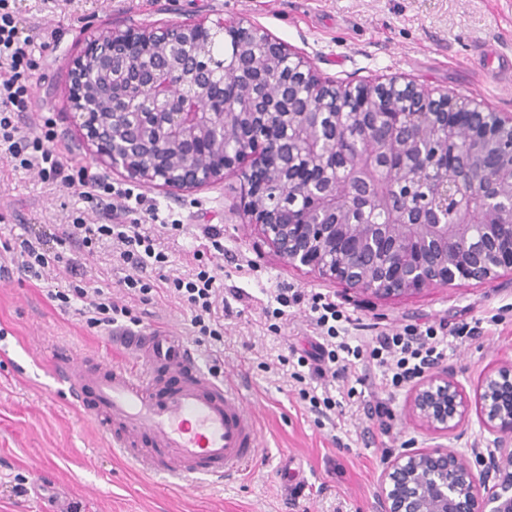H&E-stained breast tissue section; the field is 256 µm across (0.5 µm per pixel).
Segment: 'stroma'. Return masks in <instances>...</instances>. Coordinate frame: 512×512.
I'll return each instance as SVG.
<instances>
[{
	"label": "stroma",
	"instance_id": "35a3bbf8",
	"mask_svg": "<svg viewBox=\"0 0 512 512\" xmlns=\"http://www.w3.org/2000/svg\"><path fill=\"white\" fill-rule=\"evenodd\" d=\"M205 23L244 22L259 27L303 56L320 77L337 84H374L400 76L457 97H476L494 112L512 113V0H198ZM20 17L37 44L29 71L31 106L23 131L50 125L51 144L109 182L139 194L143 207L123 211L121 199H83L37 171L13 169L0 158V242L18 234L61 232L74 217L89 224H148L147 205H156L164 272L147 268L145 282L181 276L198 262L214 264L224 298L219 312L224 354L217 381L240 390L260 432L252 461L224 484L188 482L146 471L109 451L96 424L67 398L53 352L77 356L110 354L108 332L89 327L77 311L60 312L47 297L66 278L47 273L35 281L17 264L0 269V512H61L78 503L80 512H374L375 491L385 457L403 448L438 444L468 457L489 455L492 437L477 414L443 435L413 420L409 389L396 392L389 415H372L371 391L378 371L364 383L339 379L315 396L336 402L331 418L318 420L300 385L282 361L306 348L317 331L313 298L334 303L350 317L349 335L372 346L379 334L444 325L472 328L465 342L443 359L468 398H475L483 371L512 360V272L479 283L431 287L377 298L323 279L308 268L283 262L244 211L239 170L223 182L183 193L129 184L106 171L94 146L84 144L68 100L69 72L83 53L84 35L108 27L186 21L188 0H16ZM180 221V231L165 224ZM218 234L223 254L197 255L209 234ZM116 241L100 246L79 267L85 281L109 292L128 308L122 327L176 329L194 336L189 316L167 297L144 302L123 295L118 281L127 266ZM300 293L277 321L266 318L279 292ZM24 493H15L16 484Z\"/></svg>",
	"mask_w": 512,
	"mask_h": 512
}]
</instances>
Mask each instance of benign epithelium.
Here are the masks:
<instances>
[{
  "label": "benign epithelium",
  "mask_w": 512,
  "mask_h": 512,
  "mask_svg": "<svg viewBox=\"0 0 512 512\" xmlns=\"http://www.w3.org/2000/svg\"><path fill=\"white\" fill-rule=\"evenodd\" d=\"M236 29L234 54L211 69L199 62L213 54L221 21L209 29L192 22L106 28L88 41L70 71L69 99L106 168L176 196L223 181L224 171L250 157L241 170L246 213L277 256L376 297L512 271V114L397 78L338 89L266 32ZM228 65L250 92V112L213 105V85ZM284 66L295 84L275 88L267 74ZM356 100L371 108L396 101L406 111L386 123L379 111H336ZM98 104L108 111H87ZM272 125L285 136L268 137ZM450 143L464 151L466 166L434 178L427 205L403 207L397 189L431 172L418 164L425 149L446 152ZM394 154L409 165L391 168ZM476 170L498 203L480 223L467 205ZM284 185L310 200L301 224L274 202V188ZM450 202L455 223L444 224ZM366 211L384 222L363 223ZM475 407L496 444L483 469L443 445L401 452L380 473L376 512H512V361L481 375ZM469 410L442 363L408 400L410 415L442 434L456 431Z\"/></svg>",
  "instance_id": "1"
}]
</instances>
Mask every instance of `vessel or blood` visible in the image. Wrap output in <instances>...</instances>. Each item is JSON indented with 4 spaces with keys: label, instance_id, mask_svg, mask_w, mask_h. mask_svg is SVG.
<instances>
[{
    "label": "vessel or blood",
    "instance_id": "obj_1",
    "mask_svg": "<svg viewBox=\"0 0 512 512\" xmlns=\"http://www.w3.org/2000/svg\"><path fill=\"white\" fill-rule=\"evenodd\" d=\"M109 342L142 357L145 369L106 357L59 359L60 380L108 446L144 467L138 444L149 438L167 472L212 482L255 456L259 436L244 398L213 380L177 332L116 330Z\"/></svg>",
    "mask_w": 512,
    "mask_h": 512
}]
</instances>
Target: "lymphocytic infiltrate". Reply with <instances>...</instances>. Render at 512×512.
<instances>
[{"mask_svg": "<svg viewBox=\"0 0 512 512\" xmlns=\"http://www.w3.org/2000/svg\"><path fill=\"white\" fill-rule=\"evenodd\" d=\"M9 2L0 0V153L10 159L14 168L38 171L42 178L61 181L68 187L80 186L90 196H111V183L86 167H75L67 154L46 146L42 136L22 132L19 123L30 103L25 74L34 65V39L19 28L9 10ZM107 238L121 244V258L134 267H145L150 260L159 264L166 259L165 254L156 250L154 237L137 224H87L78 218L67 225L59 240L75 250L90 253L100 240ZM0 249L19 258L20 270L37 280L59 263L71 274L77 268L75 261H63L61 255L52 252L47 241L39 237L7 242ZM215 282L211 269L200 266L191 276L174 278L164 288L167 296L178 300L190 312V323L200 345L222 339L220 332L211 326V313L217 300ZM48 297L63 311L70 309L73 301H81L80 314L92 327L111 328L127 313L126 307L113 303L101 289L85 285L54 288L49 290ZM312 310L317 315V326L326 330V340L316 344L308 355L298 356L297 364L319 379L348 376L351 368L359 364L373 366L381 374V390L391 395L441 360L450 344L448 336L429 326L417 335L377 337L374 346L366 352L361 346L338 340L335 304H316Z\"/></svg>", "mask_w": 512, "mask_h": 512, "instance_id": "lymphocytic-infiltrate-1", "label": "lymphocytic infiltrate"}]
</instances>
